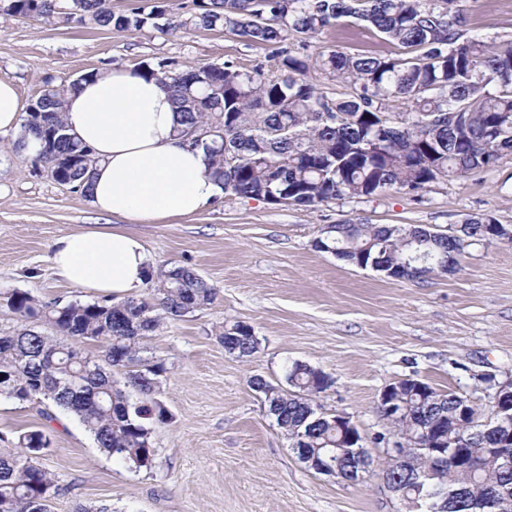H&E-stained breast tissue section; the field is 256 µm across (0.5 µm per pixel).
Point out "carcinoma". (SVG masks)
Masks as SVG:
<instances>
[{
    "label": "carcinoma",
    "mask_w": 512,
    "mask_h": 512,
    "mask_svg": "<svg viewBox=\"0 0 512 512\" xmlns=\"http://www.w3.org/2000/svg\"><path fill=\"white\" fill-rule=\"evenodd\" d=\"M461 0H193L179 26L186 30L229 31L251 42L281 44L294 35L314 36L345 18L375 28L400 48L391 54L322 51L314 64L282 47L275 71L264 66L182 67L161 61L142 67L169 91L177 109L176 134L200 127L212 136L196 143L209 158L208 174L224 193L275 205L314 207L333 200H357L393 190L414 197L447 177H467L512 155V36L487 40L470 34ZM168 0H139L128 14L112 12L111 0H0V16L35 18L48 24L139 30L159 24ZM351 86L330 97L310 70ZM77 82L41 93L40 112L26 114L24 129L42 145L34 165L61 167L74 191L87 194L92 173L83 157L90 150L67 133L62 118L67 92ZM406 111L393 117L389 103ZM495 221L473 219L462 228L435 234L415 225L338 224L330 230L338 259L372 263L388 277L422 282L456 271L465 249L490 242ZM419 245L408 242L410 235ZM417 247L421 261L405 264ZM145 295L119 301L42 304L23 291L3 297L16 324L0 329V397L19 403H48L76 417L107 456L139 471L152 468L154 427L171 420L156 398L165 362L142 356L145 341L166 321L179 320L212 303L214 288L187 266L161 265ZM53 329L48 332L41 328ZM224 350L249 358L254 331L239 321L217 333ZM95 343L89 353L82 344ZM288 387L260 376L251 387L264 395L268 412L291 448H334L346 443L340 417L317 412L310 397L325 391L326 373L295 362ZM463 396L406 393L399 427L419 432L437 420L448 431V447L468 448L474 464L448 462L440 485L448 492L447 512H491L490 498L512 496V463L478 466L496 434L462 430ZM50 446L46 430L18 436V448L0 453V512H49L57 478L37 459ZM435 468L413 450L391 480L416 496L412 478Z\"/></svg>",
    "instance_id": "1"
}]
</instances>
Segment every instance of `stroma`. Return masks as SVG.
Returning a JSON list of instances; mask_svg holds the SVG:
<instances>
[{"label": "stroma", "mask_w": 512, "mask_h": 512, "mask_svg": "<svg viewBox=\"0 0 512 512\" xmlns=\"http://www.w3.org/2000/svg\"><path fill=\"white\" fill-rule=\"evenodd\" d=\"M191 6L192 0H171L165 32L0 17V78L11 79L27 103L49 83L163 59L273 67L277 45L179 28ZM462 7L474 33L512 35V0H463ZM287 44L309 56L396 50L350 20ZM12 140V133H0V297L20 290L44 302L93 301L54 274L49 247L62 233L104 226L140 235L154 264L191 267L217 290L213 303L164 323L148 340L150 356L167 367L158 398L172 415L154 430L151 470L131 471L100 452L65 412L48 420L42 404L0 398L1 452L13 451L21 432L43 428L52 435L39 459L58 479L50 512H73L80 502H108L112 512H403L381 478L385 445L398 439L377 409L383 389L419 379L484 412L492 391L482 375L512 374V242L473 245L459 272L424 282L389 278L315 246L326 225L346 221L447 233L483 216L512 229V156L483 173L440 180L418 200L389 191L304 208L227 195L200 213L141 224L100 215L82 194L35 174ZM235 321L259 339L246 360L227 354L215 336ZM296 362L331 377L313 403L358 426L374 462L363 481L307 468L251 387L256 375L284 384Z\"/></svg>", "instance_id": "obj_1"}]
</instances>
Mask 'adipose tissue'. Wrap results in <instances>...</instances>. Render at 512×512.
<instances>
[{
	"mask_svg": "<svg viewBox=\"0 0 512 512\" xmlns=\"http://www.w3.org/2000/svg\"><path fill=\"white\" fill-rule=\"evenodd\" d=\"M23 116L14 82L1 78L0 131L13 132L15 148L31 156L39 142L23 133ZM63 118L97 160L87 197L99 213L160 222L199 213L223 194L205 151L175 137V108L156 78L116 69L80 82ZM48 260L72 286L119 300L136 296L155 270L139 236L108 227L61 234Z\"/></svg>",
	"mask_w": 512,
	"mask_h": 512,
	"instance_id": "obj_1",
	"label": "adipose tissue"
}]
</instances>
